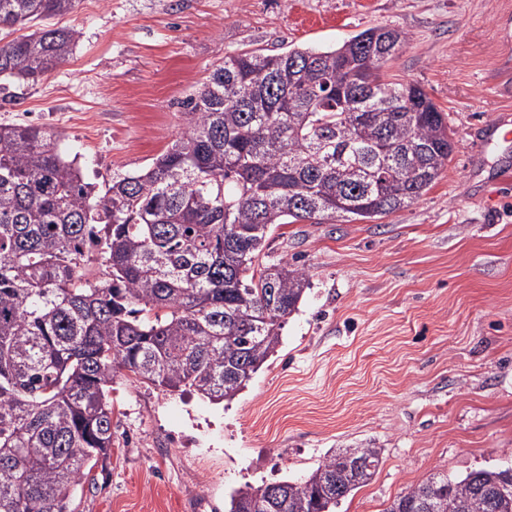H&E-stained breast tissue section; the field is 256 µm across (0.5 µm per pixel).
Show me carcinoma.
<instances>
[{"instance_id": "cac0c4a2", "label": "carcinoma", "mask_w": 512, "mask_h": 512, "mask_svg": "<svg viewBox=\"0 0 512 512\" xmlns=\"http://www.w3.org/2000/svg\"><path fill=\"white\" fill-rule=\"evenodd\" d=\"M77 0H0V76L35 85L78 32ZM405 33L327 51L224 56L146 169L102 184L40 125L0 124V512H73L112 450L116 374L232 400L280 343L308 270L267 261L277 224L371 221L442 176L448 114L385 79ZM105 267L99 280L94 264ZM371 445L307 478L230 494L227 512H336L380 463ZM384 512H512V466L436 472Z\"/></svg>"}]
</instances>
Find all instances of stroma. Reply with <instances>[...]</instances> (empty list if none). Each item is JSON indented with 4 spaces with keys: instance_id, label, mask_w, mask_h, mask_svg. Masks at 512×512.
I'll return each instance as SVG.
<instances>
[{
    "instance_id": "35a3bbf8",
    "label": "stroma",
    "mask_w": 512,
    "mask_h": 512,
    "mask_svg": "<svg viewBox=\"0 0 512 512\" xmlns=\"http://www.w3.org/2000/svg\"><path fill=\"white\" fill-rule=\"evenodd\" d=\"M72 53L10 84L0 124L57 130L93 181L175 142L182 101L229 54L327 50L372 27L405 32L389 78L421 86L455 144L435 185L370 222L278 225L266 251L311 287L276 352L230 401L115 378L112 454L74 512H225L250 484L302 481L333 448L382 461L336 512H384L437 471L512 464V0H79Z\"/></svg>"
}]
</instances>
